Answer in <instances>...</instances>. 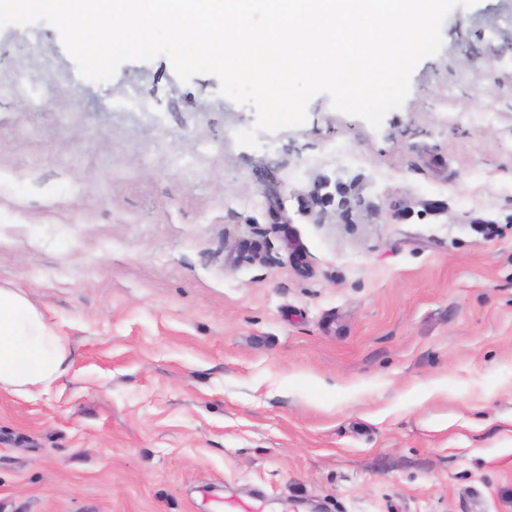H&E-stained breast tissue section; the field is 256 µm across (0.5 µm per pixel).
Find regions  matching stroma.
Returning <instances> with one entry per match:
<instances>
[{"instance_id":"1","label":"stroma","mask_w":512,"mask_h":512,"mask_svg":"<svg viewBox=\"0 0 512 512\" xmlns=\"http://www.w3.org/2000/svg\"><path fill=\"white\" fill-rule=\"evenodd\" d=\"M380 129L0 29V286L73 350L0 392V512H512V0Z\"/></svg>"}]
</instances>
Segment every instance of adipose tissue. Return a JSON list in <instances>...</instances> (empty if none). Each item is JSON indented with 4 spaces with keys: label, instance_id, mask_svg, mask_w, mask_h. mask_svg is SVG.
I'll return each mask as SVG.
<instances>
[{
    "label": "adipose tissue",
    "instance_id": "ef3b65f1",
    "mask_svg": "<svg viewBox=\"0 0 512 512\" xmlns=\"http://www.w3.org/2000/svg\"><path fill=\"white\" fill-rule=\"evenodd\" d=\"M71 349L20 290L0 287V391L29 398L68 367Z\"/></svg>",
    "mask_w": 512,
    "mask_h": 512
}]
</instances>
